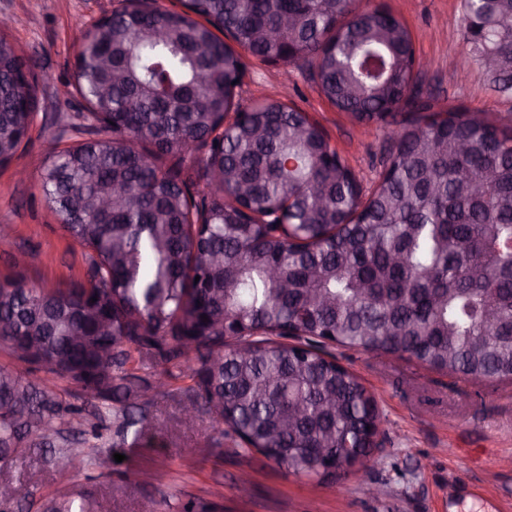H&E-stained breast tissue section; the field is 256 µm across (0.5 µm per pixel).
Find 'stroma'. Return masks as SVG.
<instances>
[{"label":"stroma","instance_id":"obj_1","mask_svg":"<svg viewBox=\"0 0 512 512\" xmlns=\"http://www.w3.org/2000/svg\"><path fill=\"white\" fill-rule=\"evenodd\" d=\"M383 2L412 33L425 91L442 104L512 118V97L496 93L483 71L463 75L456 69L465 49L460 0ZM116 5V0H0V16L20 20L10 32L16 47L36 62L38 73L50 77L40 87L27 150L13 168H0V224L10 228L0 241V270L26 251L29 274L40 283L53 286L84 274L82 249L44 209L39 175L48 153L69 144L62 133L69 115L83 109L79 98L58 92L74 70L79 27L110 15ZM245 63L242 105L289 96L319 119L332 146L365 182L377 178L382 131L355 126L319 94L307 70L251 57ZM336 357L375 393L386 418L382 449L346 475L343 493L288 474L259 455L217 460L210 419L182 428L177 406L158 395L156 436L123 462L102 448L98 465L64 479L37 455L7 466L6 474L32 491L28 503L14 505L12 512H40L45 498L66 491L91 494L98 512H169L191 497L212 499L217 491L224 494V512H512V384L474 387L401 357L353 349H337ZM186 445L199 448V455L183 458Z\"/></svg>","mask_w":512,"mask_h":512}]
</instances>
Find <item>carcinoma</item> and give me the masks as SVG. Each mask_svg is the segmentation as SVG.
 Instances as JSON below:
<instances>
[{"mask_svg": "<svg viewBox=\"0 0 512 512\" xmlns=\"http://www.w3.org/2000/svg\"><path fill=\"white\" fill-rule=\"evenodd\" d=\"M466 49L512 95V0H461ZM229 41H224L221 35ZM305 65L354 123L385 133L364 188L320 123L236 100L242 53ZM411 31L372 0H120L81 32L78 136L46 157L48 214L85 255L47 287L0 274V462L65 471L145 445L158 378L182 422L333 483L385 434L332 348L401 356L480 386L512 382V125L423 90ZM44 77L0 25V166L25 151ZM97 301H91V298ZM208 321H203V318ZM75 387L63 398L59 383ZM45 512H91L64 493Z\"/></svg>", "mask_w": 512, "mask_h": 512, "instance_id": "obj_1", "label": "carcinoma"}]
</instances>
